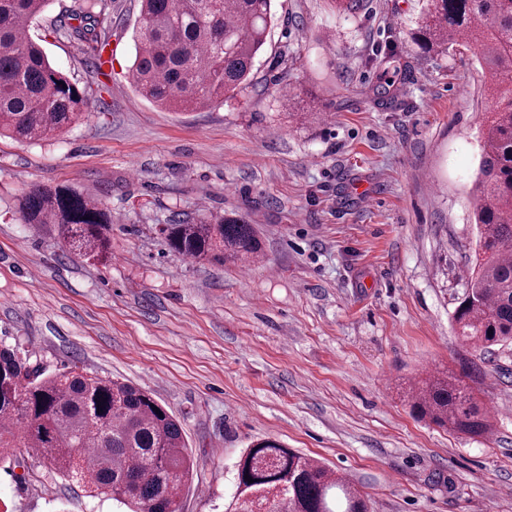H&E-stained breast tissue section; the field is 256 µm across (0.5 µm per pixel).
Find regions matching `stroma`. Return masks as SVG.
I'll list each match as a JSON object with an SVG mask.
<instances>
[{
  "label": "stroma",
  "mask_w": 512,
  "mask_h": 512,
  "mask_svg": "<svg viewBox=\"0 0 512 512\" xmlns=\"http://www.w3.org/2000/svg\"><path fill=\"white\" fill-rule=\"evenodd\" d=\"M35 21L57 68L91 87L88 119L35 142L0 137V342L47 371L77 365L150 389L179 417L197 471L181 512H224L234 464L274 438L324 462L370 512H512V345L474 352L452 316L477 229L479 130L495 106L475 51L424 52L422 0H274L251 86L205 111H172L130 83L139 0H104L112 63ZM398 57L397 102L378 98ZM293 106H285V98ZM34 185H63L112 214V256L62 247L17 213ZM238 214L255 262L173 253L172 214ZM464 377L495 402L470 437L415 418L426 373ZM0 462V512H116L17 449Z\"/></svg>",
  "instance_id": "1"
}]
</instances>
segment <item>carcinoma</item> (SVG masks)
<instances>
[{"label": "carcinoma", "instance_id": "cac0c4a2", "mask_svg": "<svg viewBox=\"0 0 512 512\" xmlns=\"http://www.w3.org/2000/svg\"><path fill=\"white\" fill-rule=\"evenodd\" d=\"M50 0H0V135L46 140L88 117L89 93L49 61L31 28ZM271 0H140L132 81L168 110L224 102L249 78L264 51ZM112 17L87 0L57 32L105 46ZM412 39L424 49L476 50L484 89L498 100L480 132L475 180V265L455 309L460 339L476 351L512 342V0H425ZM26 224H52L80 255L112 254V216L67 188L34 185L21 207ZM169 248L210 264H246L261 247L241 218L174 216ZM413 414L453 432L483 436L488 415L448 374L415 384ZM16 448L84 492L126 512H176L195 462L180 420L150 392L76 365L45 374L19 348L0 344V461ZM235 492L225 512H369L366 500L321 461L273 438L252 442L234 464ZM253 482H248L247 478Z\"/></svg>", "mask_w": 512, "mask_h": 512}]
</instances>
